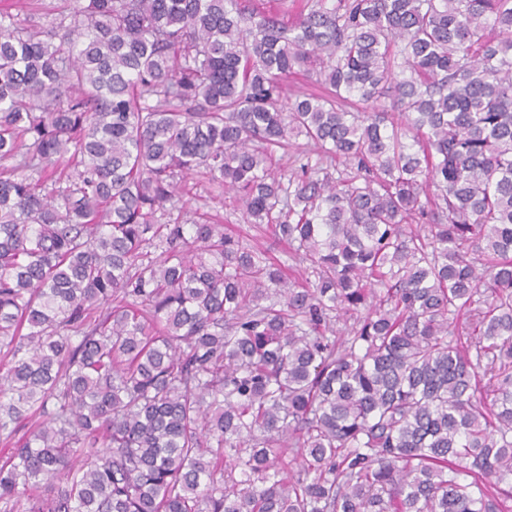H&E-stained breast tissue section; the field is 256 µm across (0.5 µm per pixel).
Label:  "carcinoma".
I'll return each mask as SVG.
<instances>
[{
    "label": "carcinoma",
    "instance_id": "cac0c4a2",
    "mask_svg": "<svg viewBox=\"0 0 512 512\" xmlns=\"http://www.w3.org/2000/svg\"><path fill=\"white\" fill-rule=\"evenodd\" d=\"M40 10H0V512H512V0ZM198 173L302 274L174 215ZM305 143L306 141L300 138L288 149V154L282 156V151L278 152L277 156L280 158L279 166L282 170H288L289 174L290 170L299 166L301 160H305L307 155L312 157V161L316 159V154L313 152L312 148Z\"/></svg>",
    "mask_w": 512,
    "mask_h": 512
}]
</instances>
